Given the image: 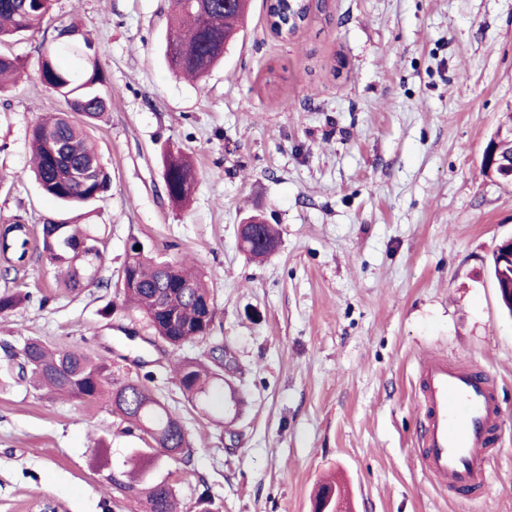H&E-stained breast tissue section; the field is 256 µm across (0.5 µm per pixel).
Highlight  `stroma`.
<instances>
[{"label": "stroma", "instance_id": "1", "mask_svg": "<svg viewBox=\"0 0 512 512\" xmlns=\"http://www.w3.org/2000/svg\"><path fill=\"white\" fill-rule=\"evenodd\" d=\"M292 37L252 0L243 36L200 81L176 77L163 41L172 0H54L51 23L6 44L29 69L54 23L89 32L112 104L89 134L112 176L82 212L29 178V131L63 98L29 79L0 94V226L80 223L100 240L98 276L117 280L132 239L192 258L214 298L209 338L149 343L135 310L102 316L114 289L65 290L33 257L0 293L29 301L0 315V512H137L106 483L144 437L102 402L49 399L18 377L24 341L76 345L118 380L151 388L183 422L190 463L163 461L182 512L209 492L221 512H313L330 474L351 512H512V316L492 254L512 238V184L482 155L512 115V0H312ZM189 157L185 205L163 159ZM251 214L279 231L264 260L241 246ZM224 348L246 404L232 426L192 407L177 359ZM488 375L501 407L487 486L462 496L417 459L419 360ZM108 452L99 458L94 446Z\"/></svg>", "mask_w": 512, "mask_h": 512}]
</instances>
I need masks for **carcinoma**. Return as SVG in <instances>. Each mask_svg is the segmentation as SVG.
Instances as JSON below:
<instances>
[{
    "label": "carcinoma",
    "mask_w": 512,
    "mask_h": 512,
    "mask_svg": "<svg viewBox=\"0 0 512 512\" xmlns=\"http://www.w3.org/2000/svg\"><path fill=\"white\" fill-rule=\"evenodd\" d=\"M224 6V0H177L174 20L167 29L163 54L168 68L190 79L206 76L224 61V54L243 32L245 4ZM52 0H0V46L40 28L52 13ZM311 11L310 0L292 5H267L270 28L285 37L296 34ZM37 78L47 90L62 97L68 107L38 119L30 132L32 172L42 192L61 203L82 208L102 200L111 186V175L100 162L90 142L87 127L108 111L112 90L94 44L80 37L79 27L59 24L44 43ZM24 77L21 61L0 51V91L17 86ZM165 189L175 204L188 201L194 169L187 157L168 154L164 159ZM133 240L122 269V305L138 311L152 335L173 349L206 338L214 322V302L201 274L187 259L171 262L164 274L165 260L135 249ZM65 269L64 285L76 292L85 288L84 279H95L103 263L99 239L76 224L42 226L41 242L31 244L26 225L15 223L0 229V255L8 263L4 273L18 271L32 253ZM492 275L501 305L512 315V263L492 257ZM29 298L19 291L0 294V315L8 314ZM19 378L37 392L69 399L93 401L105 398L113 411L129 425L152 439L157 456L187 463L194 446L179 416L169 411L142 379L117 381L102 359L75 347L51 345L33 337L21 350ZM224 347L211 349L208 363L184 358L175 364L179 387L189 401L209 411L224 414ZM128 469L111 472L106 481L126 498L141 505L142 512H180L176 489L165 481L149 478L142 456L132 454Z\"/></svg>",
    "instance_id": "1"
}]
</instances>
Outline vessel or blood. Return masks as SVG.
<instances>
[{"instance_id":"b4317fda","label":"vessel or blood","mask_w":512,"mask_h":512,"mask_svg":"<svg viewBox=\"0 0 512 512\" xmlns=\"http://www.w3.org/2000/svg\"><path fill=\"white\" fill-rule=\"evenodd\" d=\"M419 403L422 424L418 457L439 485L478 489L488 480L493 435L500 409L488 378L435 357L421 359ZM244 400L232 382L224 384V422L233 424Z\"/></svg>"}]
</instances>
